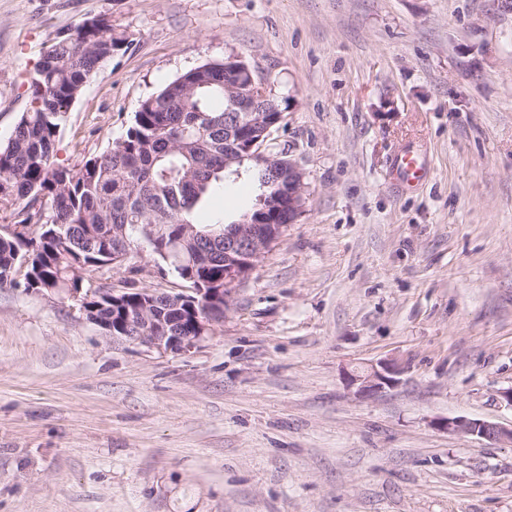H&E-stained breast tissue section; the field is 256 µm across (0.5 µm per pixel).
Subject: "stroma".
<instances>
[{
  "label": "stroma",
  "instance_id": "obj_1",
  "mask_svg": "<svg viewBox=\"0 0 512 512\" xmlns=\"http://www.w3.org/2000/svg\"><path fill=\"white\" fill-rule=\"evenodd\" d=\"M127 47L58 136L76 165L142 100L241 57L305 173L297 223L188 353L106 335L77 301L0 288V512H512V7L497 0H0V142L60 31ZM427 147L428 179L389 164ZM230 177L203 223L250 213ZM141 250L114 287L182 288ZM392 363L394 386L349 384ZM391 173L393 179L404 189L414 188L427 173L424 151L415 148L398 153L391 163ZM443 427L450 433L477 436L491 444H512V425L507 428L484 420L453 417L448 418Z\"/></svg>",
  "mask_w": 512,
  "mask_h": 512
}]
</instances>
